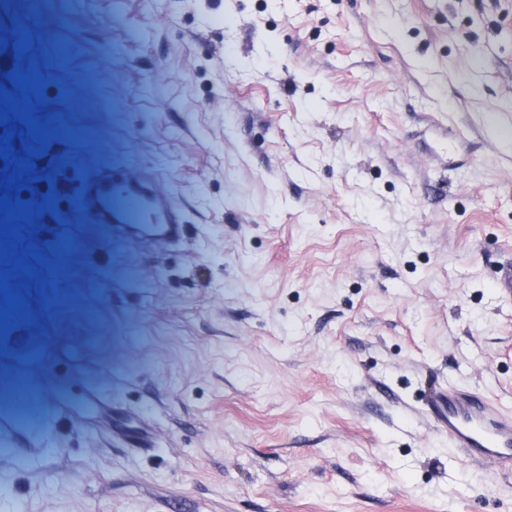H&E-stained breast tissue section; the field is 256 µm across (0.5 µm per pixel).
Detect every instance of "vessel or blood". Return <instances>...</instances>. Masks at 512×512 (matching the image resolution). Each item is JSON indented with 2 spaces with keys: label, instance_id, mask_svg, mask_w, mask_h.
<instances>
[{
  "label": "vessel or blood",
  "instance_id": "obj_1",
  "mask_svg": "<svg viewBox=\"0 0 512 512\" xmlns=\"http://www.w3.org/2000/svg\"><path fill=\"white\" fill-rule=\"evenodd\" d=\"M74 215L116 241L174 243L186 226V207L161 193L154 175L131 174L122 164L102 165L85 179ZM448 442L469 465L493 462L512 475V414L468 386H451L433 400Z\"/></svg>",
  "mask_w": 512,
  "mask_h": 512
}]
</instances>
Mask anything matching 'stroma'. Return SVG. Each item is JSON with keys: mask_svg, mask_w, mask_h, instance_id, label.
<instances>
[{"mask_svg": "<svg viewBox=\"0 0 512 512\" xmlns=\"http://www.w3.org/2000/svg\"><path fill=\"white\" fill-rule=\"evenodd\" d=\"M5 3L38 88L0 164V512H512L430 410L512 411V0H67L52 35ZM106 162L186 202L179 242L71 227Z\"/></svg>", "mask_w": 512, "mask_h": 512, "instance_id": "stroma-1", "label": "stroma"}]
</instances>
